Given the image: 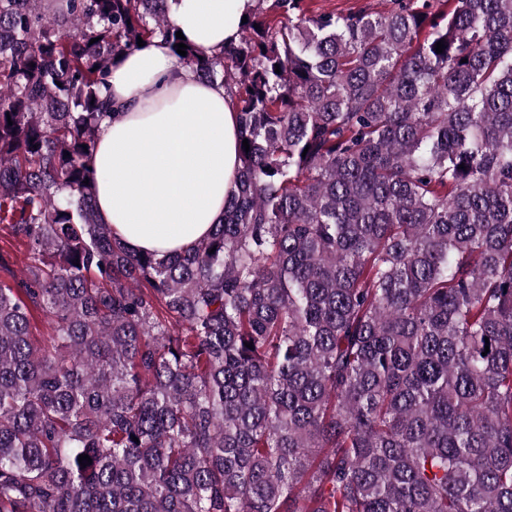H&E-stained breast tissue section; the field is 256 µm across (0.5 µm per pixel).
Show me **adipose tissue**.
I'll list each match as a JSON object with an SVG mask.
<instances>
[{
	"mask_svg": "<svg viewBox=\"0 0 512 512\" xmlns=\"http://www.w3.org/2000/svg\"><path fill=\"white\" fill-rule=\"evenodd\" d=\"M256 0H167L186 42L211 53L238 40ZM89 165L101 223L127 248L193 249L224 216L238 168V111L221 83L201 81L154 40L112 68Z\"/></svg>",
	"mask_w": 512,
	"mask_h": 512,
	"instance_id": "1",
	"label": "adipose tissue"
}]
</instances>
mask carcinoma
<instances>
[{"label":"carcinoma","mask_w":512,"mask_h":512,"mask_svg":"<svg viewBox=\"0 0 512 512\" xmlns=\"http://www.w3.org/2000/svg\"><path fill=\"white\" fill-rule=\"evenodd\" d=\"M166 2L0 0V512H512V0H257L184 56ZM139 37L249 143L162 258L87 167ZM377 10L387 7L382 0H312V9L317 12H343L356 10L361 4L369 3ZM0 253L4 255L7 264L0 263V282L13 284L25 272L27 264L25 250L9 238L7 231L0 228Z\"/></svg>","instance_id":"cac0c4a2"}]
</instances>
